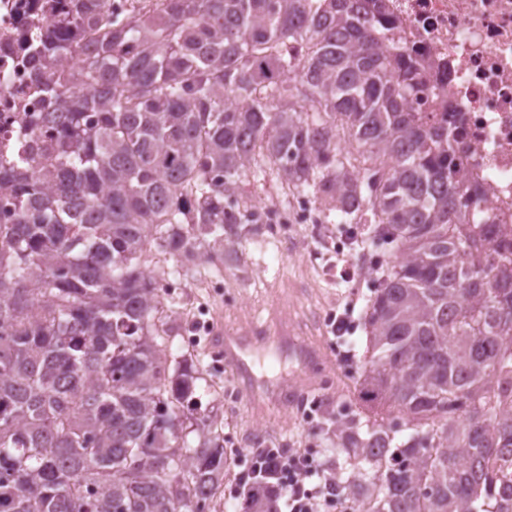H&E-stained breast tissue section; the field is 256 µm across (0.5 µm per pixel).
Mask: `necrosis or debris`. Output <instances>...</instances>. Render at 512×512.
<instances>
[{"instance_id":"necrosis-or-debris-1","label":"necrosis or debris","mask_w":512,"mask_h":512,"mask_svg":"<svg viewBox=\"0 0 512 512\" xmlns=\"http://www.w3.org/2000/svg\"><path fill=\"white\" fill-rule=\"evenodd\" d=\"M402 52L430 66L428 97L449 98L464 178L482 187L484 211L512 261V0H385ZM68 0H0V156L30 152L21 128L44 111L28 64L29 31L67 12ZM317 211L302 198L292 214H262L263 240L287 244L290 226Z\"/></svg>"}]
</instances>
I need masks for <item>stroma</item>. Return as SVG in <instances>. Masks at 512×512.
<instances>
[{"label":"stroma","mask_w":512,"mask_h":512,"mask_svg":"<svg viewBox=\"0 0 512 512\" xmlns=\"http://www.w3.org/2000/svg\"><path fill=\"white\" fill-rule=\"evenodd\" d=\"M292 235L284 248L247 241L244 266H225L224 286L210 307L218 321L239 327L262 326L271 318H285L303 338L321 345L326 361L317 374L316 387L305 397L314 406L312 414H304L298 405L271 415L251 409L231 371L212 369L205 325L185 316L188 309L198 306L200 298L206 297V276L185 271L177 286L164 289V308L176 318L168 347L172 353H180V339L188 338V349L204 375L196 384L195 397L202 407L222 409L225 440L235 441L243 449L257 447L263 441L288 440L294 447L310 451L324 466L333 456L328 414L346 416L354 409L352 392L357 370L340 365L336 352L362 353V310L377 285L374 270L388 260L389 252L381 246H370L364 259L372 271L362 276L354 291L349 284L331 277L327 260L319 256L322 242L309 234L305 225H296ZM332 312L346 314L349 320L344 337L332 336L327 327V316Z\"/></svg>","instance_id":"1"}]
</instances>
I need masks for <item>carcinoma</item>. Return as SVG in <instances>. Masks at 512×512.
<instances>
[{"instance_id": "cac0c4a2", "label": "carcinoma", "mask_w": 512, "mask_h": 512, "mask_svg": "<svg viewBox=\"0 0 512 512\" xmlns=\"http://www.w3.org/2000/svg\"><path fill=\"white\" fill-rule=\"evenodd\" d=\"M30 33L42 142L0 166V512H204L229 468L202 372L167 352L163 257L260 233L248 177L394 245L329 416L355 512H512V268L428 71L382 0H106ZM194 445L188 444V437Z\"/></svg>"}]
</instances>
